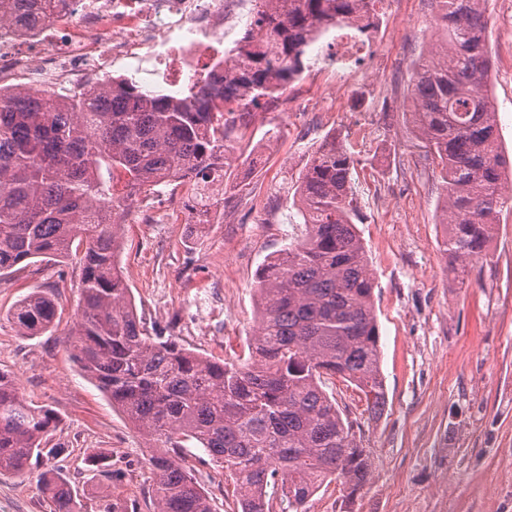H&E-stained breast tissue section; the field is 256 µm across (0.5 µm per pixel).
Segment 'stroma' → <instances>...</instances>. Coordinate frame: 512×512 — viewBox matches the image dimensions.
Here are the masks:
<instances>
[{
	"mask_svg": "<svg viewBox=\"0 0 512 512\" xmlns=\"http://www.w3.org/2000/svg\"><path fill=\"white\" fill-rule=\"evenodd\" d=\"M499 142L512 173V13L486 0ZM441 33L436 0H385L379 25L349 69L313 66L276 108L259 110L239 134L224 178V219L181 223L189 191L166 188L168 209L142 223L157 194L118 211L124 278L149 328L200 354L247 353L255 325L254 286L269 257L304 233L295 202L299 176L328 134L360 152L354 193L357 227L376 278L381 366L387 404L368 422L363 396L333 378L326 390L362 422L374 473L353 512H512V209L499 217L486 258L454 270L439 249L444 192L438 169L411 122V69ZM336 93L333 108L321 90ZM66 277L69 289L45 332L19 336L15 304L32 289ZM74 262H37L0 276V371L24 397L51 409L48 438L58 458L32 461L24 475L0 476V512H49L37 481L53 469L73 486L81 512L106 501L154 512L143 435L72 359L67 338L80 319ZM107 454L121 478L87 472L85 458ZM186 463L214 512H238L233 482L198 448Z\"/></svg>",
	"mask_w": 512,
	"mask_h": 512,
	"instance_id": "stroma-1",
	"label": "stroma"
}]
</instances>
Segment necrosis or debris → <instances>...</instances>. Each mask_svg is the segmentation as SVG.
<instances>
[{
	"instance_id": "obj_1",
	"label": "necrosis or debris",
	"mask_w": 512,
	"mask_h": 512,
	"mask_svg": "<svg viewBox=\"0 0 512 512\" xmlns=\"http://www.w3.org/2000/svg\"><path fill=\"white\" fill-rule=\"evenodd\" d=\"M246 0H0V89L61 100L112 88V69L170 94L224 78V27Z\"/></svg>"
}]
</instances>
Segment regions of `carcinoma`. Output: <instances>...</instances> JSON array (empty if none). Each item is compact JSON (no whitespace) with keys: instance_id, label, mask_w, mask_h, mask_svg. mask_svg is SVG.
<instances>
[{"instance_id":"obj_1","label":"carcinoma","mask_w":512,"mask_h":512,"mask_svg":"<svg viewBox=\"0 0 512 512\" xmlns=\"http://www.w3.org/2000/svg\"><path fill=\"white\" fill-rule=\"evenodd\" d=\"M383 0H256L224 84L175 98L133 81L112 94L61 103L0 90V273L39 261L77 260L81 321L69 348L88 378L163 452L148 461L155 512H213L178 449L187 442L224 469L240 512H300L338 481L353 502L373 476L370 450L324 389L339 377L363 395L368 419L387 404L381 370L375 279L355 221L356 152L332 134L313 152L297 188L305 236L267 260L255 291L258 323L248 357L202 356L172 337L150 334L118 263L120 224H103L102 200L117 210L130 191L191 186L224 176L235 133L279 100L312 63L330 30L357 37L380 18ZM485 0H437L446 27L415 62L412 123L445 191V257L486 255L512 185L487 87ZM68 283L36 289L13 308L21 336L55 321ZM58 420L29 403L0 372V474H22ZM91 468L110 481L104 453ZM49 512H77L69 483L42 473Z\"/></svg>"}]
</instances>
